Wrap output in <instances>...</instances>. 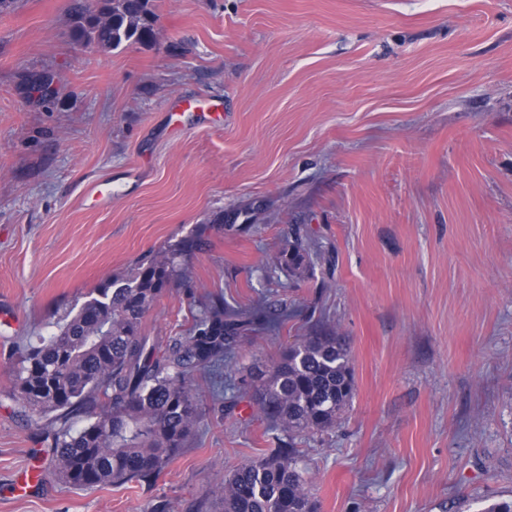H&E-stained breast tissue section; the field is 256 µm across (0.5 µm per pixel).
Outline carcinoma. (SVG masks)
Returning <instances> with one entry per match:
<instances>
[{"label":"carcinoma","instance_id":"carcinoma-1","mask_svg":"<svg viewBox=\"0 0 512 512\" xmlns=\"http://www.w3.org/2000/svg\"><path fill=\"white\" fill-rule=\"evenodd\" d=\"M72 0L70 40L111 51L156 38L153 0ZM197 232L142 262L125 278L92 289L57 331L41 336L19 355L11 398L49 420L48 452L62 480L75 485L149 483L194 433L200 413L195 377L214 383L243 335L271 331L279 320L239 312L224 296L209 299L182 336L161 343L147 336V311L171 285L186 279L185 262L202 250ZM312 243L288 242L277 264L302 275ZM255 406L275 433V447L246 459L209 497L211 512H315L311 480L300 466L296 439L336 429L356 386L346 338L331 327L297 340L270 369L256 376ZM84 413L92 422L73 432L68 421Z\"/></svg>","mask_w":512,"mask_h":512}]
</instances>
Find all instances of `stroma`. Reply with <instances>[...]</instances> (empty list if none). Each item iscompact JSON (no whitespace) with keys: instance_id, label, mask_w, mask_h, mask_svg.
Listing matches in <instances>:
<instances>
[{"instance_id":"35a3bbf8","label":"stroma","mask_w":512,"mask_h":512,"mask_svg":"<svg viewBox=\"0 0 512 512\" xmlns=\"http://www.w3.org/2000/svg\"><path fill=\"white\" fill-rule=\"evenodd\" d=\"M69 7L0 17V512H196L271 448L248 399L202 378L151 484L74 486L10 396L27 343L201 229L146 333L185 334L220 293L284 317L240 341L236 375L321 319L351 346L341 424L297 441L317 512L512 497V0H154L153 43L108 53L71 42ZM39 71L45 102L24 93ZM178 99L224 118L172 129ZM244 211L255 230L220 226ZM297 227L318 244L304 279L276 261Z\"/></svg>"}]
</instances>
